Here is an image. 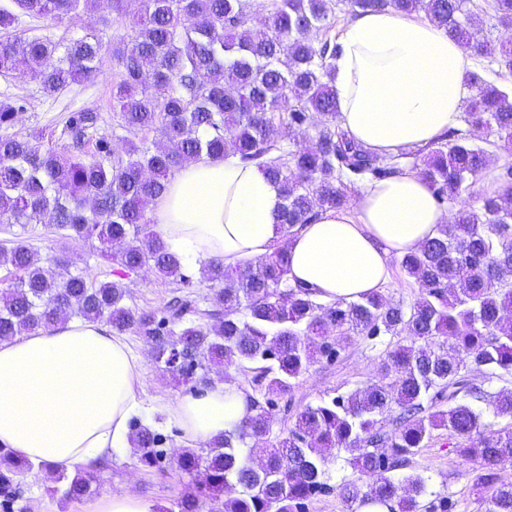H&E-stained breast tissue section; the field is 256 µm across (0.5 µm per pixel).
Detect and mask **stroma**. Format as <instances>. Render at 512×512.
Masks as SVG:
<instances>
[{
  "label": "stroma",
  "mask_w": 512,
  "mask_h": 512,
  "mask_svg": "<svg viewBox=\"0 0 512 512\" xmlns=\"http://www.w3.org/2000/svg\"><path fill=\"white\" fill-rule=\"evenodd\" d=\"M139 9V0H125V12L120 16L113 13L106 2L100 10L55 21L23 17L16 28L18 35H47L65 45L74 37L90 33L99 37L103 51L101 72L96 79L70 84L52 95L46 94L29 74L13 72L0 75V104L15 101L23 104L11 127L12 133L23 136L38 130L46 142L57 143L67 118L81 109L98 113L102 133L111 134L112 130L118 129L120 115L112 107V77L116 72L112 63V43L129 31ZM473 141L486 146L488 165L481 176L463 184L458 196L475 207L479 204L480 196L493 189L494 175L506 156L495 146L487 145L484 133L475 134ZM17 241L30 247L39 257L58 258L59 270L63 273L80 272L89 278L105 281L111 279L116 267L112 258L106 256L105 246L97 239L79 241L68 238L46 221L25 226L0 223V244L9 246ZM187 273L191 282L181 289L152 270H140L126 281V305L157 313L173 295L181 293L195 300L198 308H209L211 283L204 281L199 268H188ZM122 339L141 362L138 392L145 409L137 415L136 420L159 435L160 461L151 467L142 465L132 450L112 456L93 470L99 485L97 495L80 501L66 499L59 493H48L51 468L47 465L36 466L22 475V495L13 509L8 511L0 506V512H93L99 499L120 490L149 500L156 512H177L176 502L187 489V479L178 469L176 458L184 448L189 447L190 442L182 437L175 423L161 412V404L178 396L198 393L216 382L237 387L257 402L259 410L271 414L269 434L251 443V456L259 458L265 455L267 449L274 447L279 438L287 436L297 415L307 406L337 397L345 398L373 384H391L394 376L386 372L384 363L388 352L400 342L399 337L390 335L352 337L350 341L337 345L335 357L313 364L296 379L291 391L276 397L274 404L270 405L256 381L257 363H249L242 368L213 366L203 379L184 384L156 366L154 339L133 331L123 333ZM469 378L483 392L476 405L484 411L486 421L499 429L512 425V419L494 416L491 411L497 393L512 390V375L498 377L489 375L484 369H473L469 372ZM408 470L428 477L430 491L447 496L454 504V512H485L488 499L501 487L512 485V459L490 466L463 460L456 452L454 439L444 430L434 432L425 447L412 457ZM487 473L492 474V482L481 483V475ZM326 482L328 492L308 502L306 512H358L357 496L367 491L373 480L359 475L340 456L330 458L326 467Z\"/></svg>",
  "instance_id": "obj_1"
}]
</instances>
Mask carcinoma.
Masks as SVG:
<instances>
[{
  "label": "carcinoma",
  "mask_w": 512,
  "mask_h": 512,
  "mask_svg": "<svg viewBox=\"0 0 512 512\" xmlns=\"http://www.w3.org/2000/svg\"><path fill=\"white\" fill-rule=\"evenodd\" d=\"M98 5L99 0L0 3V74L26 71L47 93L97 77L102 44L95 36L76 37L61 53L48 36L24 39L11 30L21 15L55 20ZM473 6L474 0H272L269 25L243 31L247 11L265 4L142 0L140 19L112 46V99L123 130L136 135L158 127L165 143L152 147L144 139L131 140L124 159L112 157L111 142L99 134L93 111L69 117L63 130L67 144L58 149L44 144L38 131L22 138L8 133L22 105L0 106V221L37 224L48 213L67 237L122 245L111 281L63 275L57 260L41 261L22 243L1 248L0 263L23 276L0 292V341L78 315L104 321L117 333L161 337L155 360L176 376L191 378L206 362H262L258 382L265 394L278 396L312 364L336 354L331 332L338 343L353 336L407 340L387 356L394 383L305 408L260 463L244 448L247 439L269 432L266 412L205 448L181 453L177 465L193 490L176 502L178 512H304L306 503L326 489L332 450L347 453V462L362 474L390 472L408 465L438 428L458 439L456 450L467 460L492 464L512 456V429L484 421L473 404L480 391L466 375L471 368L512 374L511 162L499 169L496 187L479 209L459 207L453 222L439 225L434 238L398 259L419 288L409 308L380 293L321 304L287 278L288 244L297 227L322 211L344 207L345 184L388 178L409 165L443 204L487 167V150L472 143V131L492 133L497 137L492 145L512 151V98L477 72L466 76L474 89L463 109L469 130L448 131L446 144L378 156L336 124L329 53L336 48L337 12L423 10L463 47L478 57L491 56L511 76L512 0L487 4L505 32L496 57ZM318 115L322 125L313 142L290 148L293 129ZM93 137L96 151L89 157L83 149ZM230 154L262 167L277 188L278 223L285 230L281 244L255 269L204 261L201 275L215 286L210 309H198L184 295L173 296L160 319L124 305V280L145 267L173 283H188L184 262L149 230L146 212L180 164ZM168 324L173 328L162 331ZM164 334L170 339H162ZM394 404L402 412L388 435L382 423ZM492 408L494 416L512 418V391L499 394ZM131 443L141 464L156 463L158 434L136 425ZM31 468L30 461L0 448L3 501H14L20 476ZM62 480L63 496L70 500L97 490L87 472L54 477ZM427 492V478L410 473L383 478L366 498L391 502L396 512H452L445 496L421 504ZM487 512H512V487L497 491Z\"/></svg>",
  "instance_id": "obj_1"
}]
</instances>
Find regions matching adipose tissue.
Here are the masks:
<instances>
[{
	"label": "adipose tissue",
	"instance_id": "1",
	"mask_svg": "<svg viewBox=\"0 0 512 512\" xmlns=\"http://www.w3.org/2000/svg\"><path fill=\"white\" fill-rule=\"evenodd\" d=\"M331 63L339 124L372 152L389 155L457 126L473 60L434 22L368 9L348 24ZM278 210L267 173L230 155L185 163L152 218L184 262L217 258L234 267L272 254L284 234ZM449 219L415 173L371 183L353 210H327L300 227L288 249V281L319 300H359L381 290L390 258L417 249ZM140 377L137 358L104 322L73 319L1 342L0 446L54 467L98 463L130 445ZM165 410L195 442L252 413L245 395L223 383L177 397Z\"/></svg>",
	"mask_w": 512,
	"mask_h": 512
}]
</instances>
